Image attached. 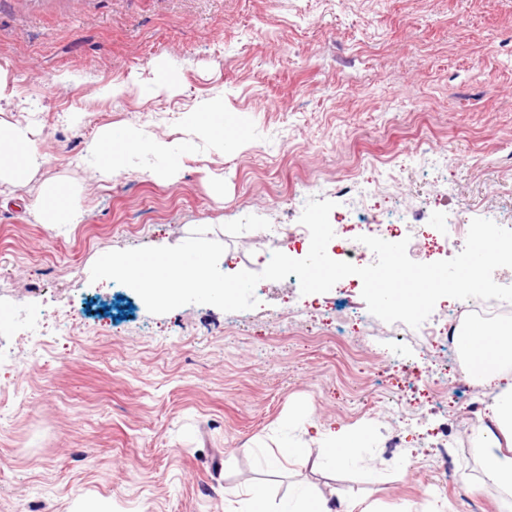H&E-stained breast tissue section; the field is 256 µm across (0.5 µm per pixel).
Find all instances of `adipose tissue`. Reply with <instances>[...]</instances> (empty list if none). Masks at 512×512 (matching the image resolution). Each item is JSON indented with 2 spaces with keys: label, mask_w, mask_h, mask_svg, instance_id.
I'll use <instances>...</instances> for the list:
<instances>
[{
  "label": "adipose tissue",
  "mask_w": 512,
  "mask_h": 512,
  "mask_svg": "<svg viewBox=\"0 0 512 512\" xmlns=\"http://www.w3.org/2000/svg\"><path fill=\"white\" fill-rule=\"evenodd\" d=\"M35 119L0 117V187L30 190L31 212L37 223L53 228L81 223L83 210L76 190L57 178L40 179L47 164L35 140ZM189 140L143 138L135 128L101 127L89 154L102 177L127 170L132 158L145 155L164 163L175 173L179 159L190 153ZM465 352V375H490L512 366V326L468 329L458 336ZM488 424L474 427L471 437L479 447L486 480L501 492L503 512H512V383L500 387L488 406Z\"/></svg>",
  "instance_id": "ef3b65f1"
}]
</instances>
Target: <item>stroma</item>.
<instances>
[{"label": "stroma", "instance_id": "stroma-1", "mask_svg": "<svg viewBox=\"0 0 512 512\" xmlns=\"http://www.w3.org/2000/svg\"><path fill=\"white\" fill-rule=\"evenodd\" d=\"M162 66L174 86L150 93ZM0 69L39 108L42 177L73 185L84 210L60 234L28 195L0 193V512H243L254 488L269 512L303 490L373 512L460 499L499 512L474 442L443 470L421 430L389 446L390 423L364 408L382 386L400 415L457 437L456 413L432 410L423 381L397 387L402 362L447 352L382 337L391 361L340 362L334 338L285 327L292 309L320 324L363 305L348 280L309 295L263 280L251 310L153 315L90 270L204 227L225 246L222 272L262 271L271 225L299 221L291 198L315 181L335 199L365 153L397 162L393 187L368 202L376 214L406 202L414 223L436 224L465 205L512 225V0H0ZM216 94L237 122L223 144L194 138L177 178L137 165L104 180L80 164L100 127L181 138ZM75 109L83 118L63 122ZM59 311L69 333L31 335ZM341 429L364 442L335 465L320 447ZM297 442L307 449L289 458Z\"/></svg>", "mask_w": 512, "mask_h": 512}]
</instances>
